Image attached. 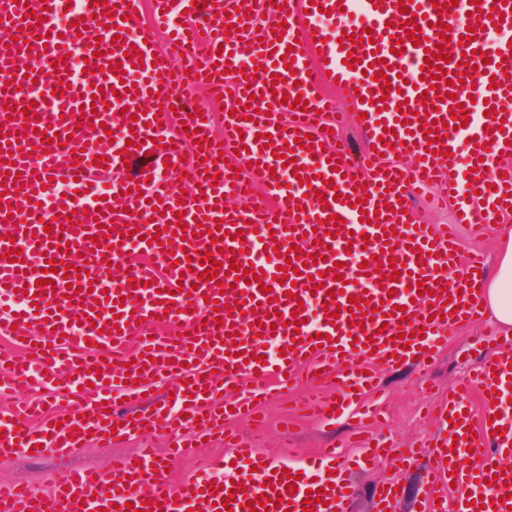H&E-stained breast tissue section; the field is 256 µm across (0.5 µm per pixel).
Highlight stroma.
I'll use <instances>...</instances> for the list:
<instances>
[{
    "label": "stroma",
    "instance_id": "1",
    "mask_svg": "<svg viewBox=\"0 0 512 512\" xmlns=\"http://www.w3.org/2000/svg\"><path fill=\"white\" fill-rule=\"evenodd\" d=\"M509 348L512 332L487 318L453 331L433 362L424 364L414 359L392 368H378L377 396L387 410L386 424L381 430L383 440L398 448L433 447L442 431L428 418V407L447 396L449 387L465 379L483 361ZM292 406L289 398L273 399L266 408V423L260 429L237 421L235 427L242 441L269 452L273 459L299 460L327 447L329 442H345L354 428L352 422L344 419L329 428L308 418L294 427L291 436H283L280 421ZM172 445L171 436L138 432L106 444L90 443L64 451L48 448L37 456L23 452L0 455V482L10 481L45 492L61 473L90 470L105 474L115 459L138 455L145 448L162 456ZM351 480L355 494L346 501L344 512H379V499L389 486L394 489L393 512H422L423 501L432 490L422 456L401 461L396 455H389L371 468L352 471Z\"/></svg>",
    "mask_w": 512,
    "mask_h": 512
}]
</instances>
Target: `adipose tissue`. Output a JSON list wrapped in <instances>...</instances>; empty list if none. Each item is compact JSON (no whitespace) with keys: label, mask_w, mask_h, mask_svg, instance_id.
Here are the masks:
<instances>
[{"label":"adipose tissue","mask_w":512,"mask_h":512,"mask_svg":"<svg viewBox=\"0 0 512 512\" xmlns=\"http://www.w3.org/2000/svg\"><path fill=\"white\" fill-rule=\"evenodd\" d=\"M483 304L489 314L504 327H512V226L502 225L497 257L492 274L483 284Z\"/></svg>","instance_id":"1"}]
</instances>
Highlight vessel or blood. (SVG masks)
Wrapping results in <instances>:
<instances>
[{
    "label": "vessel or blood",
    "instance_id": "vessel-or-blood-1",
    "mask_svg": "<svg viewBox=\"0 0 512 512\" xmlns=\"http://www.w3.org/2000/svg\"><path fill=\"white\" fill-rule=\"evenodd\" d=\"M194 0H0V298L23 290L0 334L38 323L40 335L22 337L32 358L17 360L0 345V391L17 396L54 386L58 413L43 416L27 405L0 418V453H35L37 446H81L94 422L125 436L139 429L168 432L178 448H192L220 429L230 413L254 415L274 386H288L300 366L306 380L340 372L343 395L328 403L311 392L304 410L340 411L377 420L366 401L375 366L411 357L433 359L448 333L479 320L477 300L485 270L482 254L461 259L455 227L473 237L512 214V0H458L434 8V0H218L195 8ZM150 4L151 19L140 10ZM69 12L71 25L56 24ZM268 13L283 31L244 33ZM101 15L95 40L78 36L81 17ZM451 28L445 42L450 79H432L425 59L439 43V23ZM234 26L238 37L225 34ZM352 35L342 44L339 33ZM419 42H412V35ZM403 54H394L395 45ZM356 58L355 67L346 58ZM86 60L87 77L71 75ZM472 64L461 82L459 61ZM236 75L234 114L216 130L214 115L171 113L175 96L194 86L224 93ZM350 87L349 115L368 149L351 162L336 147V127L325 124L336 104L323 88ZM389 95H382V88ZM433 91L434 102L423 103ZM305 100V109L281 104V95ZM387 106L376 109L375 101ZM469 120L459 126L455 111ZM52 131V143L42 140ZM477 148L464 151L470 139ZM148 162L130 173L139 152ZM408 156V168L392 163ZM178 167L193 193L184 196L163 174ZM106 172L104 184L91 175ZM440 185L454 199V222L414 228L408 192ZM236 196L245 207L227 208ZM329 206H322V198ZM391 207L377 225L362 212ZM339 215L343 227L328 224ZM179 227L187 238H170ZM240 232L232 240L231 232ZM154 256L165 268L126 262V246ZM17 251L11 263L7 253ZM318 263H311V256ZM236 260L249 281L217 286L202 273L219 261L221 273ZM70 265V276H45L52 261ZM292 265L287 283L267 276L268 266ZM121 268L109 276V266ZM426 294H418L417 282ZM182 324V336H152L157 324ZM424 338H417L418 328ZM323 334L321 347L312 335ZM141 340L142 356L125 346ZM186 380L185 392L150 414L119 418L120 399L142 401L161 372ZM246 387L232 409L211 411L219 392ZM480 390L483 411L474 432L459 440L457 466L433 448L432 493L423 512H474L472 500L497 501L512 512V469L502 468L498 430L512 426V352L489 361L447 404L458 410ZM234 464L220 476L202 473L172 484L150 450L114 461L109 476L58 475L50 491L0 485V512H303L307 483L282 475V463L237 442ZM368 448L355 459L323 449L315 462L332 471L323 503L313 512H339L353 493L344 473L381 456ZM253 471V480L242 474ZM294 492H287V485ZM455 489L447 499V489ZM282 498L265 508L262 498Z\"/></svg>",
    "mask_w": 512,
    "mask_h": 512
}]
</instances>
